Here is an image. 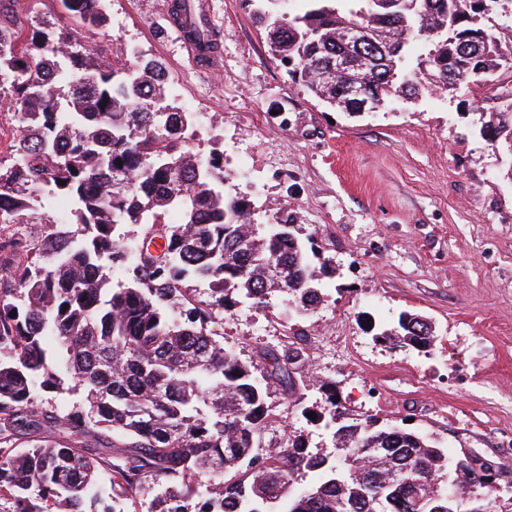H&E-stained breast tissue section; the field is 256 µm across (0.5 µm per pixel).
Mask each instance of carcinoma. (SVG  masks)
<instances>
[{
    "label": "carcinoma",
    "instance_id": "cac0c4a2",
    "mask_svg": "<svg viewBox=\"0 0 512 512\" xmlns=\"http://www.w3.org/2000/svg\"><path fill=\"white\" fill-rule=\"evenodd\" d=\"M485 0H302L304 11L265 0L258 17L273 55L322 101L338 107L361 83L372 99L454 92L512 69V28ZM69 23L9 18L0 3V98L19 123L11 163L0 162V499L10 512H95L148 481L163 488L150 512H488L489 468L416 431L374 417L344 422L325 392L316 420L332 429L334 455L290 434L259 454L276 414L273 393L303 403L293 368L305 348L289 342L244 362L224 348V313L265 308L292 293L300 311L321 302L308 247L277 210L251 223V206L224 195L220 158L198 154L192 113L166 95L154 59L132 62L80 48L85 26L105 21L102 0H62ZM353 25L366 40L348 41ZM204 50L205 23L184 24ZM424 40L411 65L406 47ZM349 57L324 78L336 54ZM480 132L512 156V104L488 113ZM64 184H59V181ZM70 204L67 222L48 216ZM182 213L178 223L171 211ZM38 223L40 239L8 231ZM138 224L123 243L119 224ZM75 225L72 231L66 225ZM122 280L112 286V270ZM208 282L206 296L189 283ZM16 316H10V313ZM378 342L427 349L432 327L403 312ZM316 481L300 493L297 478Z\"/></svg>",
    "mask_w": 512,
    "mask_h": 512
}]
</instances>
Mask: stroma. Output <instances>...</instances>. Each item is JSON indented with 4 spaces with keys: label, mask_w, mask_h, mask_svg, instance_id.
<instances>
[{
    "label": "stroma",
    "mask_w": 512,
    "mask_h": 512,
    "mask_svg": "<svg viewBox=\"0 0 512 512\" xmlns=\"http://www.w3.org/2000/svg\"><path fill=\"white\" fill-rule=\"evenodd\" d=\"M207 2L213 71L187 54L168 0H105L106 25L78 39L161 62L176 104L196 117L194 150L223 157L225 193L247 198L261 226L288 209L298 238L316 242L322 303L302 313L276 294L264 309L239 305L224 315L225 348L251 361L304 337L303 406L333 388L347 416L411 425L449 457L494 464L511 487L512 180L479 127L512 96V74L342 112L272 55L253 18L263 0ZM405 311L430 321L428 351L373 340L371 326L392 328ZM269 404L278 419L264 443L291 433L331 449L303 406L277 393Z\"/></svg>",
    "instance_id": "stroma-1"
}]
</instances>
